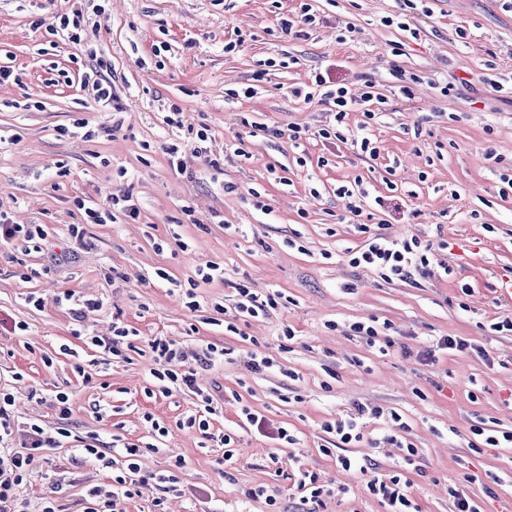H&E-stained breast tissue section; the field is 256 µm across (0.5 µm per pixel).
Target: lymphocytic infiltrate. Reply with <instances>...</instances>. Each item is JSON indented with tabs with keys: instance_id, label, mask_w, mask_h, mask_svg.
Here are the masks:
<instances>
[{
	"instance_id": "f902f5d3",
	"label": "lymphocytic infiltrate",
	"mask_w": 512,
	"mask_h": 512,
	"mask_svg": "<svg viewBox=\"0 0 512 512\" xmlns=\"http://www.w3.org/2000/svg\"><path fill=\"white\" fill-rule=\"evenodd\" d=\"M293 97L303 101L321 99L333 112L336 125H343L349 112L354 107H362L365 117H372L373 107L381 103V96L373 90H365L361 97H354L349 90L333 81L330 76L316 74L310 88H292ZM337 195L346 198L347 211L356 223L359 233L364 234L362 245L356 249H346L345 255L352 266H370L381 270L384 279L405 281L411 279L414 271L429 266L433 256L432 245L421 244L417 238L395 240L381 233L371 232L370 227L362 222L364 213L362 201L353 189L340 186ZM139 210L131 195H106L97 207L84 211L83 225H71L69 232L77 241H84V224H112L119 218H137ZM224 279V270L220 265L212 264L197 269L194 277L189 278V287L185 292L186 306L190 312L204 314L206 323L225 326L229 332H237L235 321H228L223 303L209 301L196 293L199 283L220 282ZM90 342L102 348L113 358L128 360L130 353L148 357V383L159 392L168 394L174 390H186L195 395L197 402L190 414L179 419L178 427L207 431L209 417L217 411L213 394L197 382L198 368L207 366L221 352L214 344H207L201 351L192 353L184 347L161 336L141 337L137 331L123 321L112 323V334L108 337L94 336ZM14 404L12 394L0 391V512H17V490L31 466L38 461L45 449L61 447L64 439L70 438L72 432L63 427L62 422L71 415L67 394H56L53 405L61 419L56 427H47L37 421L28 422L23 433H16L15 422L11 414ZM22 435V442H15V435ZM143 453L142 445L124 443L122 446V467L120 475L115 476L112 488L99 486L90 488L82 500V512H110L112 501L117 495L132 497L143 479L138 463ZM365 488L372 496L380 499L388 512H420V507L410 490V482L402 473L387 476H372Z\"/></svg>"
}]
</instances>
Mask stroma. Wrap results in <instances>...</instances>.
<instances>
[{
    "label": "stroma",
    "instance_id": "obj_1",
    "mask_svg": "<svg viewBox=\"0 0 512 512\" xmlns=\"http://www.w3.org/2000/svg\"><path fill=\"white\" fill-rule=\"evenodd\" d=\"M305 3L315 22L300 35L282 34L280 19L296 17ZM430 6L427 15L402 0H0V65L15 73L0 84V210L17 224L47 225L58 252L73 249L68 227L82 222L78 201L129 193L140 210L133 220L87 225L90 246L73 249L65 263L0 246V389L14 395L18 422L49 426L58 422L53 395L66 393L73 433L104 444L116 434L152 441L147 413L169 425L139 464L152 474L182 459L177 491L148 482L121 499L120 512H153L159 497L165 512H302L291 479L298 461L333 489L314 512H386L366 493L361 473L343 471L322 451L331 439L324 423L358 403L385 415L367 423L348 455L382 474L403 470L421 512H454L448 488L455 484L483 512H512V447L470 446L479 423L512 430V332L491 329L512 319V298L498 290L500 277L512 276V7L504 0ZM76 10L97 24L78 44L50 31L58 15ZM385 16L400 17L417 37L383 25ZM239 36L243 44L225 51ZM98 55L123 107L117 131L111 113L99 111L82 86ZM267 59L275 65L257 79ZM396 69L419 76L410 94L399 91ZM325 70L356 91L373 82L386 99L384 112L368 124L349 113L340 138H319L333 122L328 105L295 99L289 90ZM488 72L502 91L484 83ZM448 83L453 91L441 94ZM249 86L253 97H224ZM174 104L192 128L207 129L201 148L219 160L222 174L191 154L186 172L169 167L164 144L187 139L189 131L164 124ZM77 118L99 127V136L62 134ZM255 122L281 130L298 125L307 134L296 148L288 138L252 133ZM360 135L376 143L377 158L351 146ZM239 136L242 157L228 151ZM358 179L385 200L372 219L383 234L445 243L436 265L393 282L349 265L344 250L363 237L336 190ZM172 224L188 251L165 246ZM293 238L301 249L289 247ZM326 251L331 259H323ZM444 262L451 274H443ZM210 263L223 265L225 280L200 284L202 297L232 307V283L243 278L258 295L288 297L286 306L245 325L254 344L204 323L190 333L193 318L182 298L154 277L164 268L184 281ZM347 283L353 293L344 291ZM66 292L73 301L58 303ZM32 295L43 307L29 303ZM86 299L101 309L76 317L77 301ZM116 318L189 350L229 348L226 359L198 376L218 401L209 435L175 426L193 409L192 393L146 396L144 358L106 365L87 345L86 335H111ZM370 318L393 326L387 354L369 351L350 329ZM288 327L290 339L283 335ZM443 336L471 347L422 361L421 352ZM254 349L272 357L275 368L251 372ZM92 360L99 381L87 385L75 367ZM284 367L296 379L282 376ZM244 405L264 415L270 429L288 428L295 444L250 430L241 421ZM393 410L409 422L418 450L409 466L387 441L395 432ZM225 434L234 438L228 472L220 465ZM467 472L476 482L464 481ZM113 476L66 444L30 471L20 506L41 512L54 498L77 512L87 490L111 487ZM260 485L270 486L276 505L248 497Z\"/></svg>",
    "mask_w": 512,
    "mask_h": 512
}]
</instances>
